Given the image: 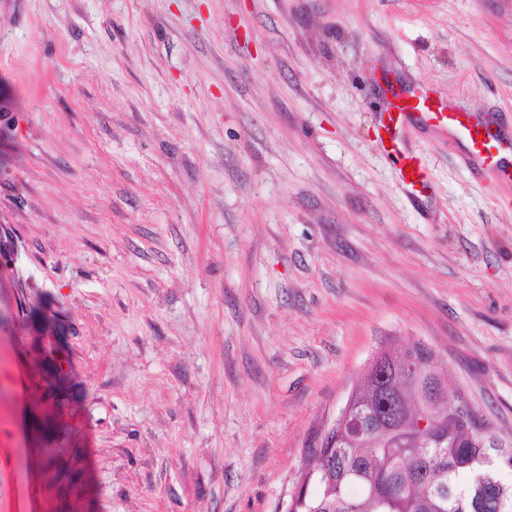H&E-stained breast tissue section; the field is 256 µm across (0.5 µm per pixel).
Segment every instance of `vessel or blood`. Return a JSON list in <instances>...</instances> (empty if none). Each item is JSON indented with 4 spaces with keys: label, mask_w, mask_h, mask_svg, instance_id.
<instances>
[{
    "label": "vessel or blood",
    "mask_w": 512,
    "mask_h": 512,
    "mask_svg": "<svg viewBox=\"0 0 512 512\" xmlns=\"http://www.w3.org/2000/svg\"><path fill=\"white\" fill-rule=\"evenodd\" d=\"M383 94L386 107L378 116L376 144L401 168V186L411 204L422 205L431 196L428 175L406 140L407 128L414 125L453 133L471 161L500 181L512 182V130L489 118L460 112L424 84L387 88Z\"/></svg>",
    "instance_id": "vessel-or-blood-1"
}]
</instances>
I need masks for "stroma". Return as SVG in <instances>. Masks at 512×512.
I'll return each instance as SVG.
<instances>
[{
	"label": "stroma",
	"mask_w": 512,
	"mask_h": 512,
	"mask_svg": "<svg viewBox=\"0 0 512 512\" xmlns=\"http://www.w3.org/2000/svg\"><path fill=\"white\" fill-rule=\"evenodd\" d=\"M512 0H0V512H275L386 344L512 436ZM383 94L386 107L378 116L376 144L397 164L402 189L411 204H424L431 196V186L427 173L408 146L405 133L409 126L448 130L464 144L471 161L500 181L512 182V130L489 118L459 112L455 105L436 97L428 85L402 83L399 89H383ZM382 133L388 135L390 147H386ZM478 135L485 138L478 139ZM406 165L411 168L408 174Z\"/></svg>",
	"instance_id": "35a3bbf8"
}]
</instances>
